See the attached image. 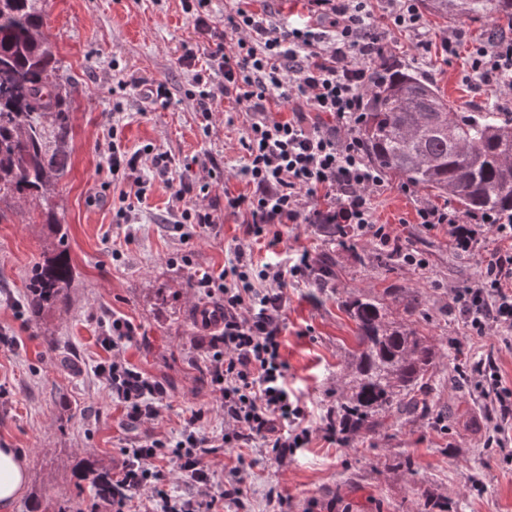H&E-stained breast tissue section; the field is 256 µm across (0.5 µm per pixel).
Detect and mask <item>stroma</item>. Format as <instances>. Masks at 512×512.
<instances>
[{"instance_id": "obj_1", "label": "stroma", "mask_w": 512, "mask_h": 512, "mask_svg": "<svg viewBox=\"0 0 512 512\" xmlns=\"http://www.w3.org/2000/svg\"><path fill=\"white\" fill-rule=\"evenodd\" d=\"M44 33L52 43L62 82L73 85L69 114L71 155L52 204L64 225L65 248L74 266L69 304L36 321L23 306L25 283L42 263L54 237L43 224L42 202L13 203L0 212V448H16L28 467L26 488L15 512H90L99 497L92 479L82 478L85 462L116 474L127 442L147 436H175L184 418L202 411L201 425L215 451L207 462L223 472L224 414L210 394L205 363L210 334L193 318L205 298L191 287L192 270H220L228 249L241 237L242 217L224 207V195L250 192L242 173L246 116L232 99L217 96L209 127H202L195 101L185 97L188 74L180 63L186 51L205 59L213 37L196 32L180 0H45ZM465 32L456 54L442 53L440 37ZM483 24L468 18L445 21L425 16L417 32H391L392 58L431 81L462 111L512 110V88L472 76L469 51L483 44ZM137 76L170 90L169 106L131 92L122 112L112 110L118 79ZM122 127L129 150L153 145L171 155L178 176L204 178L200 164L211 155L219 170L209 180L205 204L215 229L197 230L183 241L172 224L177 183L161 177L138 204L140 222L133 240L113 223L112 181L106 132ZM398 178L371 190L373 219L390 227L428 266L407 267L401 258L370 239L347 237L337 244L319 225L290 224L283 250L332 254L336 275L323 289L288 282L284 289L288 327L282 353L288 386L310 411L308 447L282 465L266 462L260 450L246 451L247 506L268 512V497L288 499L285 512H422L426 498L448 501L451 512H512V464L489 430L501 418L480 385L460 389L451 378L455 354L494 363L503 386L512 388V345L495 330L474 336L453 301L455 289L479 281L485 261L512 249V240L486 224L474 225L473 243L460 248L447 226L419 224V206L447 207L445 198L419 188L401 190ZM191 252L194 265L181 261ZM400 288L423 289L425 318L412 325L437 351L434 412L449 411V429L428 418L401 420L350 443L324 439L320 430L334 407L355 345V325L340 306L352 294ZM129 320L141 336L124 357L162 382L168 396L156 420L127 428L120 409L96 378L109 359L100 338L114 318ZM411 457L415 471L393 467Z\"/></svg>"}]
</instances>
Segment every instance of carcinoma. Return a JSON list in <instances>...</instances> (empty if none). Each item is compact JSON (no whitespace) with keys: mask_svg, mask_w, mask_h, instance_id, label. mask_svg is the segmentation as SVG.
Here are the masks:
<instances>
[{"mask_svg":"<svg viewBox=\"0 0 512 512\" xmlns=\"http://www.w3.org/2000/svg\"><path fill=\"white\" fill-rule=\"evenodd\" d=\"M432 15L483 19L493 46L512 43V0H421ZM42 0H0V202L51 200L70 159V92L59 82L44 35ZM382 78L365 98L356 127L370 162L385 176L444 197L466 218L490 214L512 224V112L452 110L426 80L384 57ZM454 138H448V131ZM468 145L461 157L456 140ZM332 257L315 260L316 286L333 275ZM74 281L62 248L37 265L26 285L33 318L64 302ZM394 290L349 297L341 307L355 324L351 374L326 422L349 441L390 418L426 417L435 374L428 337L389 319ZM424 294L410 291L404 316L423 313Z\"/></svg>","mask_w":512,"mask_h":512,"instance_id":"carcinoma-1","label":"carcinoma"}]
</instances>
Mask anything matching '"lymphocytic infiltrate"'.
I'll return each instance as SVG.
<instances>
[{
    "label": "lymphocytic infiltrate",
    "mask_w": 512,
    "mask_h": 512,
    "mask_svg": "<svg viewBox=\"0 0 512 512\" xmlns=\"http://www.w3.org/2000/svg\"><path fill=\"white\" fill-rule=\"evenodd\" d=\"M322 14L324 28L282 29L275 16L237 8L227 23L237 39L232 47L216 43L204 65L193 52L179 59L188 68L187 94L195 100L201 120H208L216 95L231 98L250 115L243 171L253 190L226 195L225 206L245 214V239L217 272L196 273L194 285L205 297L219 302L224 327L210 340L208 386L224 412V446L264 449L270 461L283 462L307 447L312 431L309 413L288 388V365L281 354L286 328L283 288L287 281L304 280L310 269L308 253L275 261H260L253 245L266 248L282 241L288 224H344L353 236L381 246H394L405 265L425 268L419 255L404 247L389 227L375 223L368 189L383 179L367 160L356 135L364 97L373 83L376 62L391 30L417 31L423 26L419 0H384V13L375 16L367 0H310ZM473 71L486 81L512 86V44L495 48L476 46ZM222 83H215L214 75ZM291 107L288 118L273 120L269 105ZM327 117L323 126L308 124L309 113ZM109 169L113 185L130 183L134 193L122 191L113 210L117 224H135L134 200L143 199L150 186L144 177L143 157H150L159 177L172 172L173 160L144 145L128 151L118 126L108 130ZM208 185L180 182L172 216L177 226L199 229L213 226L209 208L199 198ZM314 202L306 210V202ZM512 251L496 253L485 264L483 277L455 293L471 333L482 336L489 328L512 335ZM110 361L99 364L97 378L112 401L135 428L155 419L167 390L129 364L124 351L139 342L135 326L113 319L102 339ZM201 412L185 418L173 438L150 437L122 448L123 465L112 478V495L104 499L106 512H224L242 506L246 495L244 457L225 468L216 480L206 463L210 441L201 430ZM175 464L189 485L179 496L167 487L165 465Z\"/></svg>",
    "instance_id": "f902f5d3"
}]
</instances>
